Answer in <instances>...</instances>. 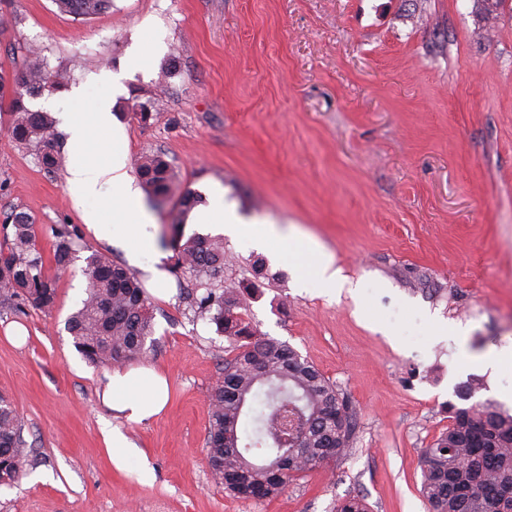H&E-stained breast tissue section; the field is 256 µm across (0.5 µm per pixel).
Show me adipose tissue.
<instances>
[{
  "label": "adipose tissue",
  "instance_id": "1",
  "mask_svg": "<svg viewBox=\"0 0 512 512\" xmlns=\"http://www.w3.org/2000/svg\"><path fill=\"white\" fill-rule=\"evenodd\" d=\"M99 82L101 93L93 96L87 89L75 90L76 111L59 115L69 135L72 155L66 188L83 223L96 239L120 248L136 260L153 252L149 232L153 217L128 173L125 154L114 145L109 88L115 79L106 74ZM189 221L219 226L224 234L250 245L276 246L280 259L296 272L306 274L324 293L346 292L355 300L360 297L359 285L343 275L333 256L316 238L293 225L243 223L223 193H216L209 205L195 208ZM105 379L101 400L126 421H147L166 406L167 380L150 366L117 367L106 373ZM103 433L116 469L126 471L134 465L139 474L147 473L142 450L119 426L105 425Z\"/></svg>",
  "mask_w": 512,
  "mask_h": 512
}]
</instances>
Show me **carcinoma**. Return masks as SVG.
Segmentation results:
<instances>
[{"mask_svg": "<svg viewBox=\"0 0 512 512\" xmlns=\"http://www.w3.org/2000/svg\"><path fill=\"white\" fill-rule=\"evenodd\" d=\"M58 8L87 19L112 8V0H55ZM66 75L48 73L33 48L24 68L0 74V130L12 142L37 151L48 172L62 160L55 122L48 112L32 111L25 98L61 91ZM138 177L155 209L165 206L177 185L176 171L160 153L145 155ZM201 202L186 190L178 198L169 241L178 279L189 277L180 296L207 316L225 336L232 355L224 358L222 380L210 396L206 458L231 494L272 499L288 483L342 454L352 437V410L333 383L288 343L262 337L248 314L241 288L224 285V239L194 234L182 226ZM11 229L0 247V298L50 311L56 288L37 247L34 220L24 212L0 214ZM51 262L67 269L74 254V231L55 232ZM86 298L66 320L65 329L91 363L119 366L147 352L153 335L154 306L139 276L99 252L85 259ZM258 406L255 436L244 430L250 408ZM450 423L422 450L421 495L430 512H512V414L479 403L448 404ZM16 410L0 398V485L18 479L25 452ZM335 512H369L365 499L352 495L336 502Z\"/></svg>", "mask_w": 512, "mask_h": 512, "instance_id": "carcinoma-1", "label": "carcinoma"}]
</instances>
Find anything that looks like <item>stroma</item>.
Segmentation results:
<instances>
[{"mask_svg": "<svg viewBox=\"0 0 512 512\" xmlns=\"http://www.w3.org/2000/svg\"><path fill=\"white\" fill-rule=\"evenodd\" d=\"M33 44L72 87L123 73L112 114L130 164L164 153L180 189L219 185L250 223L297 225L361 283L365 311L302 287L274 249L225 239V281L258 284L253 325L313 362L355 423L330 468L242 500L205 459L229 342L168 276L144 357L167 376L168 403L122 426L148 481L120 472L101 431L105 369L65 320L86 296V257L127 256L88 231L66 167L46 172L0 134V212L30 215L47 255L60 225L78 236L51 312L0 301V396L27 445L0 512H333L349 494L372 512H427L420 452L458 387L478 382L474 401L512 412V368L483 359L512 342V0H112L88 20L54 0H0V70L23 67ZM15 323L20 346L5 334Z\"/></svg>", "mask_w": 512, "mask_h": 512, "instance_id": "35a3bbf8", "label": "stroma"}]
</instances>
